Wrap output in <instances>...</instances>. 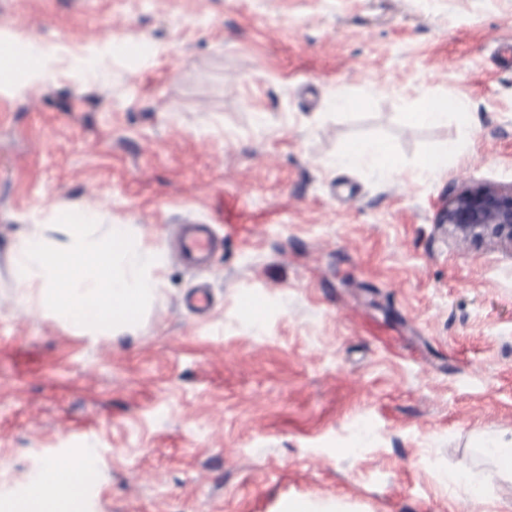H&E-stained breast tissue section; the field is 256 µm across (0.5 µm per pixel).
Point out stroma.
Wrapping results in <instances>:
<instances>
[{
    "label": "stroma",
    "mask_w": 512,
    "mask_h": 512,
    "mask_svg": "<svg viewBox=\"0 0 512 512\" xmlns=\"http://www.w3.org/2000/svg\"><path fill=\"white\" fill-rule=\"evenodd\" d=\"M1 29L54 64L0 74V500L92 448L88 512H470L512 436V249L442 214L512 189V0H0ZM422 90L468 123L408 124ZM378 139L392 174L334 166ZM90 205L223 245L92 342L11 274L19 231ZM489 455L494 459L496 465L495 473L512 472V438L505 441L497 438L489 441L486 446ZM495 473L471 474L470 480L477 488L489 484L495 477Z\"/></svg>",
    "instance_id": "35a3bbf8"
}]
</instances>
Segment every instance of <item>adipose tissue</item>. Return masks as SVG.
Returning a JSON list of instances; mask_svg holds the SVG:
<instances>
[{"instance_id": "obj_1", "label": "adipose tissue", "mask_w": 512, "mask_h": 512, "mask_svg": "<svg viewBox=\"0 0 512 512\" xmlns=\"http://www.w3.org/2000/svg\"><path fill=\"white\" fill-rule=\"evenodd\" d=\"M11 261L18 300L38 295L56 322L93 340L137 330L140 313L161 288L165 266L159 245L130 224L102 227L91 208L76 222L58 215L27 225ZM96 466L90 449L76 462L50 461L26 493L0 512H86L78 474Z\"/></svg>"}]
</instances>
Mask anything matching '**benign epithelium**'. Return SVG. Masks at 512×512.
<instances>
[{"label":"benign epithelium","mask_w":512,"mask_h":512,"mask_svg":"<svg viewBox=\"0 0 512 512\" xmlns=\"http://www.w3.org/2000/svg\"><path fill=\"white\" fill-rule=\"evenodd\" d=\"M458 238H490L512 249V189L481 185L458 194L445 213Z\"/></svg>","instance_id":"1"}]
</instances>
